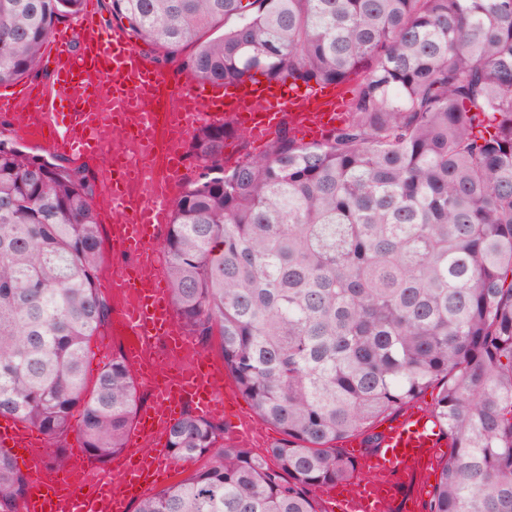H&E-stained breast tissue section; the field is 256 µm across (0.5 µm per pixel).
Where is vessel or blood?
Returning a JSON list of instances; mask_svg holds the SVG:
<instances>
[{
    "mask_svg": "<svg viewBox=\"0 0 512 512\" xmlns=\"http://www.w3.org/2000/svg\"><path fill=\"white\" fill-rule=\"evenodd\" d=\"M43 65L49 83L26 85L19 96L1 97L0 111L36 113L49 128L53 152L81 156L93 152L107 134H136L138 151L112 158L109 202L114 217L113 249L132 263L112 274V287L133 289L118 322L128 338L124 359L152 395L139 413L111 469H101L81 447L68 458L81 460V480L68 481L63 466L44 460L41 433L14 419L0 420V447L29 474L23 512H128L132 500L170 480L178 463L167 446L170 426L185 406L206 417L226 416L224 374L218 367L187 369L158 381L165 358L142 367L143 347L154 337L177 349L195 347L179 327L162 272L155 237L171 220L172 188L180 178L186 143L206 125L231 118L249 139L268 142L281 123L293 130L324 134L335 121L337 99L300 95L279 85L172 84L149 68L120 27H102L95 9L77 14L48 37ZM378 448L364 459L370 478H354L327 491V512H392L403 476L431 478L446 441L431 415L405 409L380 432Z\"/></svg>",
    "mask_w": 512,
    "mask_h": 512,
    "instance_id": "obj_1",
    "label": "vessel or blood"
}]
</instances>
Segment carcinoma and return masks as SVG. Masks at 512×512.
Segmentation results:
<instances>
[{"mask_svg": "<svg viewBox=\"0 0 512 512\" xmlns=\"http://www.w3.org/2000/svg\"><path fill=\"white\" fill-rule=\"evenodd\" d=\"M84 0H0V85L28 76ZM112 20L203 83H350L348 117L305 143L283 127L230 164L232 119L201 128L165 263L177 320L283 439L256 453L186 412L194 465L135 512H316L356 471L337 443L440 385L453 453L427 512H512V0H109ZM95 185L0 140V417L100 462L138 387L123 356L85 381L112 307ZM80 411L72 425L74 410ZM28 480L0 450V512Z\"/></svg>", "mask_w": 512, "mask_h": 512, "instance_id": "1", "label": "carcinoma"}]
</instances>
